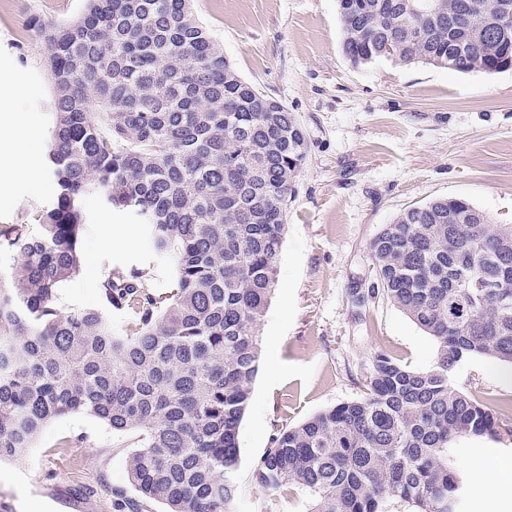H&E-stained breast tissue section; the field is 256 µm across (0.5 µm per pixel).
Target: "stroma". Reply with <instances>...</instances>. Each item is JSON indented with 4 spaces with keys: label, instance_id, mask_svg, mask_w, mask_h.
<instances>
[{
    "label": "stroma",
    "instance_id": "1",
    "mask_svg": "<svg viewBox=\"0 0 512 512\" xmlns=\"http://www.w3.org/2000/svg\"><path fill=\"white\" fill-rule=\"evenodd\" d=\"M84 0H0V155H28L36 178L0 174V224H27L58 194L45 168L52 117L47 52L35 17L69 21ZM225 57L299 117L308 160L288 204L276 285L259 324L262 364L237 435L240 512H306L305 494L255 486L251 471L280 431L365 394L377 351L417 370L436 345L386 301L356 304L374 283L370 244L406 208L462 197L495 223L512 224V70L461 74L383 58L355 68L340 45L336 0H192ZM87 224L79 275L59 304L98 309L109 272L143 269L157 291L173 267L145 225L81 203ZM459 390L512 399V367L471 357L455 369ZM135 435L73 413L51 419L30 455L0 461V503L14 512H113L130 490ZM512 456V431L460 437L449 448L460 472L484 454Z\"/></svg>",
    "mask_w": 512,
    "mask_h": 512
}]
</instances>
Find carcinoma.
<instances>
[{
	"label": "carcinoma",
	"mask_w": 512,
	"mask_h": 512,
	"mask_svg": "<svg viewBox=\"0 0 512 512\" xmlns=\"http://www.w3.org/2000/svg\"><path fill=\"white\" fill-rule=\"evenodd\" d=\"M341 48L467 74L512 68V0H336ZM53 79L47 155L60 193L34 224L0 226V460L20 458L55 417L85 413L138 432L130 484L164 512H239L237 431L261 366L258 325L276 282L287 204L308 158L304 127L242 79L191 0H85L74 20L36 19ZM92 191L149 227L173 278L113 271L105 310L59 309L81 269V200ZM474 277L463 287L457 249ZM373 299L437 345L414 370L373 356L366 396L281 431L252 470L258 486L311 497L308 512H385L393 498L448 512L469 484L448 456L495 438L512 405L452 382L467 357L512 365V224L463 198L404 210L373 238Z\"/></svg>",
	"instance_id": "carcinoma-1"
}]
</instances>
